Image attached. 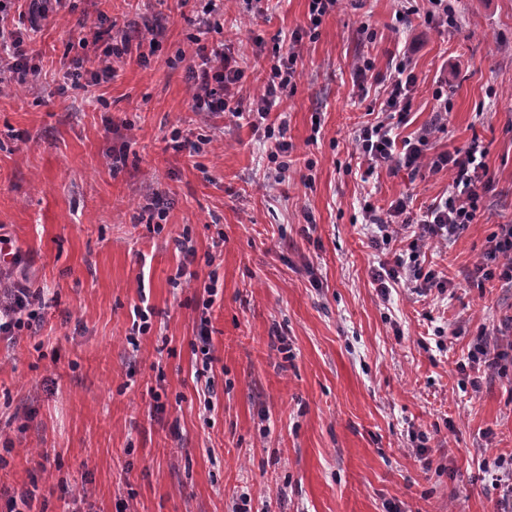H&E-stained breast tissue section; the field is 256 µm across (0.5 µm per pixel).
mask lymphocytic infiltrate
Listing matches in <instances>:
<instances>
[{
	"label": "lymphocytic infiltrate",
	"mask_w": 512,
	"mask_h": 512,
	"mask_svg": "<svg viewBox=\"0 0 512 512\" xmlns=\"http://www.w3.org/2000/svg\"><path fill=\"white\" fill-rule=\"evenodd\" d=\"M341 0H308L306 27L290 35L288 51L273 50L266 57L265 77L256 94L243 91L245 70L240 59L225 52L223 43H210L209 36L218 30L213 15L222 13L224 0H204L197 32L190 38L195 47L194 62L190 67L191 101L194 114L223 112L235 119L245 120L253 128L263 129L272 145L267 153L269 167L263 184L274 187L282 184L289 168L288 157L292 145L288 141V115L275 112L280 93L294 86L298 77L297 51L304 38H315L325 16L338 11ZM156 26L136 27L105 33L94 30L92 44L103 50L90 61L74 60L64 79L71 86H80L83 77L92 82L108 81L115 77L114 60L131 52L134 41L144 36H157ZM32 67L24 48V39L0 31V84L19 86L29 81ZM417 76L408 59H397L384 89L385 97L374 121L361 123L354 131L352 153L365 163L368 172L387 169H405L413 175L447 172L448 194L423 211L413 212L410 196L392 200L388 208L364 202L363 220L371 229L372 247L402 242L393 262L380 263L372 275L380 297H387L390 288L400 283L416 284L419 295L444 293L451 281L447 274L424 270L420 255L424 247L447 245L469 225L478 223L484 214L483 198L493 183L485 162L487 150L479 140L451 151L429 153L428 146L437 133L448 126L451 105L443 88H436V102L431 120L414 137L399 138L397 129L404 123L411 107V93ZM476 270L485 279H498L502 287L512 288V224L499 225L489 238L481 263ZM7 271L0 269V335L15 339L23 332L33 330L42 321L45 291L19 281H8Z\"/></svg>",
	"instance_id": "lymphocytic-infiltrate-1"
}]
</instances>
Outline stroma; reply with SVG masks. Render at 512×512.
<instances>
[{"label":"stroma","mask_w":512,"mask_h":512,"mask_svg":"<svg viewBox=\"0 0 512 512\" xmlns=\"http://www.w3.org/2000/svg\"><path fill=\"white\" fill-rule=\"evenodd\" d=\"M200 9L48 0L35 20L15 4L0 13L42 68L0 93V235L23 251L16 277L48 300L36 336L0 338V449L10 450L0 512L31 487L32 512H496L495 461L512 456V359L480 371L465 362L512 317V289L468 280L487 237L512 223V0H458L461 22L447 30L419 15L397 24L395 0H344L299 48L302 76L279 104L290 178L267 191L257 187L263 132L189 110ZM307 13L308 0H271L252 19L226 0L209 39L251 61L256 39L287 45ZM103 15L119 27L162 25L159 47L142 43L117 60L113 80L58 94L60 68L85 56L81 33ZM406 48L418 82L401 135L430 121L446 79L452 110L432 146L479 139L494 182L480 221L422 258L447 270L452 288L422 301L402 286L384 303L372 272L393 252L370 247L363 197L385 207L406 194L420 208L448 193L444 174L383 169L364 183L347 168L355 126ZM363 54L375 76L360 84ZM176 127L201 142L198 155L172 149ZM158 196L159 223L148 212ZM182 237L199 269L223 243L210 412L191 347L205 293L196 281L172 284ZM142 306L152 328L134 346ZM458 324L461 335L432 333Z\"/></svg>","instance_id":"stroma-1"}]
</instances>
